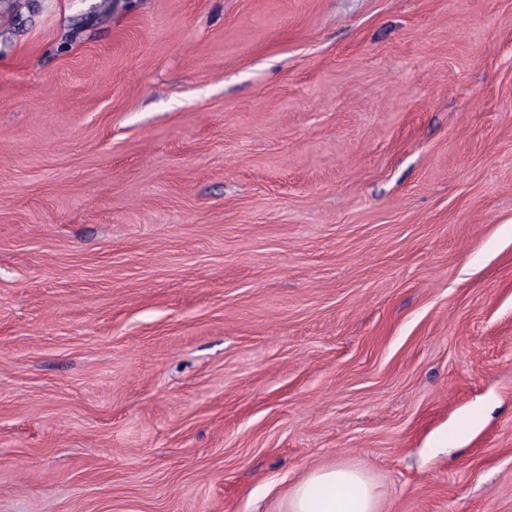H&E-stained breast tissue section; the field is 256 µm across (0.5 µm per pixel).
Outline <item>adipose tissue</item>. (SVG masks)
Here are the masks:
<instances>
[{"instance_id": "obj_1", "label": "adipose tissue", "mask_w": 512, "mask_h": 512, "mask_svg": "<svg viewBox=\"0 0 512 512\" xmlns=\"http://www.w3.org/2000/svg\"><path fill=\"white\" fill-rule=\"evenodd\" d=\"M378 492L360 469L313 470L288 492L286 512H377Z\"/></svg>"}]
</instances>
